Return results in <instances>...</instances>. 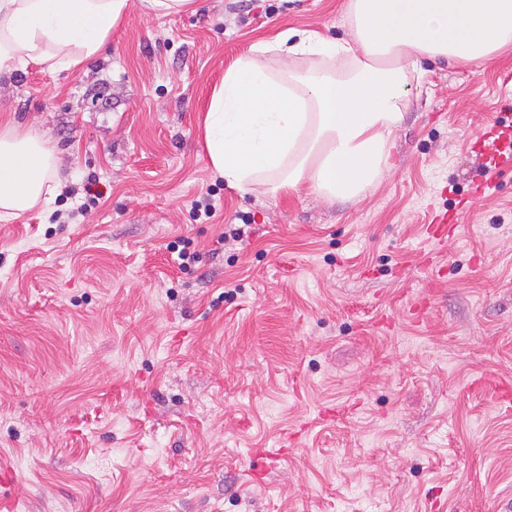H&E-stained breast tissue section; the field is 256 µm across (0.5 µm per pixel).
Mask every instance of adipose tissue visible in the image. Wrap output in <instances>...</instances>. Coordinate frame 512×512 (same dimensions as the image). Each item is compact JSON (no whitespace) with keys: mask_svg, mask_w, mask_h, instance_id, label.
Wrapping results in <instances>:
<instances>
[{"mask_svg":"<svg viewBox=\"0 0 512 512\" xmlns=\"http://www.w3.org/2000/svg\"><path fill=\"white\" fill-rule=\"evenodd\" d=\"M129 0H0V73L95 57ZM345 38L284 28L224 71L201 123L233 187L323 198L372 189L422 59L480 67L512 45V0H348ZM59 158L28 131L0 132V220L48 205Z\"/></svg>","mask_w":512,"mask_h":512,"instance_id":"1","label":"adipose tissue"}]
</instances>
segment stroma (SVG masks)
<instances>
[{
  "label": "stroma",
  "instance_id": "obj_1",
  "mask_svg": "<svg viewBox=\"0 0 512 512\" xmlns=\"http://www.w3.org/2000/svg\"><path fill=\"white\" fill-rule=\"evenodd\" d=\"M347 2L129 0L82 66L0 75V131L60 158L50 207L0 220V512L512 506V411L472 387L512 379V167L472 150L512 49L422 61L357 198L239 190L203 146L226 67L287 26L345 37Z\"/></svg>",
  "mask_w": 512,
  "mask_h": 512
}]
</instances>
